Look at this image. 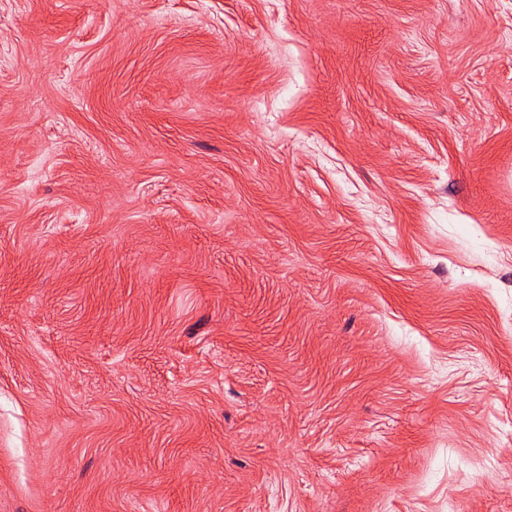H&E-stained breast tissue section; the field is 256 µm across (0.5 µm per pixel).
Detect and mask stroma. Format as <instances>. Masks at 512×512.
<instances>
[{
	"label": "stroma",
	"instance_id": "obj_1",
	"mask_svg": "<svg viewBox=\"0 0 512 512\" xmlns=\"http://www.w3.org/2000/svg\"><path fill=\"white\" fill-rule=\"evenodd\" d=\"M0 512H512V0H0Z\"/></svg>",
	"mask_w": 512,
	"mask_h": 512
}]
</instances>
